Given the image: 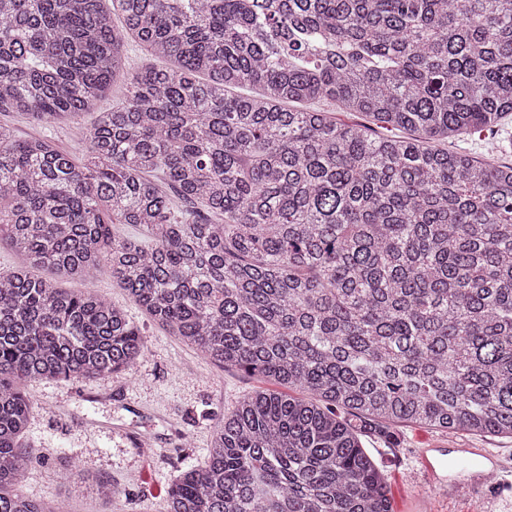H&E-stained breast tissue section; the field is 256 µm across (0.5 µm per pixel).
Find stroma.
<instances>
[{
    "instance_id": "35a3bbf8",
    "label": "stroma",
    "mask_w": 512,
    "mask_h": 512,
    "mask_svg": "<svg viewBox=\"0 0 512 512\" xmlns=\"http://www.w3.org/2000/svg\"><path fill=\"white\" fill-rule=\"evenodd\" d=\"M94 120L87 114L54 127L36 125L17 112H1L0 123L18 137L51 136L62 150L81 144ZM504 131L464 134L449 150L467 152L491 163L512 162L497 152ZM97 293L123 306L142 329L147 349L133 367L104 378L31 383L32 414L28 439L35 461L19 488L30 499L65 501L70 512H166L167 489L180 470L200 464L215 422L244 394L271 390L272 380L212 364L169 336L108 277L95 284ZM453 443L512 454V438L447 435L419 426H404L393 447L377 439L366 442L368 453L388 477L394 512H405L421 491L416 449ZM80 479L66 481L69 471ZM105 480L115 487L111 501L101 500L96 487ZM498 512H512V475L484 486L480 494L433 497V512H482L487 500Z\"/></svg>"
}]
</instances>
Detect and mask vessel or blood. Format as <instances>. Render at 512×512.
Wrapping results in <instances>:
<instances>
[{
  "instance_id": "1",
  "label": "vessel or blood",
  "mask_w": 512,
  "mask_h": 512,
  "mask_svg": "<svg viewBox=\"0 0 512 512\" xmlns=\"http://www.w3.org/2000/svg\"><path fill=\"white\" fill-rule=\"evenodd\" d=\"M420 474L431 492L448 495L483 487L488 475L500 474L508 464L488 448H446L435 445L418 451Z\"/></svg>"
}]
</instances>
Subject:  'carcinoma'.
Wrapping results in <instances>:
<instances>
[{
	"instance_id": "carcinoma-1",
	"label": "carcinoma",
	"mask_w": 512,
	"mask_h": 512,
	"mask_svg": "<svg viewBox=\"0 0 512 512\" xmlns=\"http://www.w3.org/2000/svg\"><path fill=\"white\" fill-rule=\"evenodd\" d=\"M111 2L0 0V112L53 124L128 80L80 164L0 125V512H69L17 491L26 384L145 353L45 271L106 272L211 362L304 393L239 398L166 512H393L362 438L512 437V164L445 147L512 115V0ZM129 39L165 65L128 72ZM322 100L366 122L287 107Z\"/></svg>"
}]
</instances>
